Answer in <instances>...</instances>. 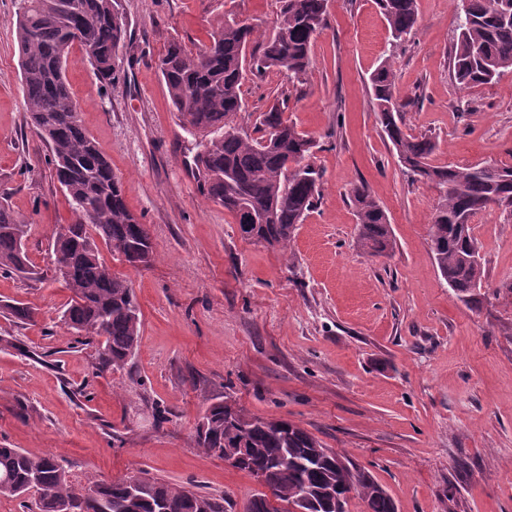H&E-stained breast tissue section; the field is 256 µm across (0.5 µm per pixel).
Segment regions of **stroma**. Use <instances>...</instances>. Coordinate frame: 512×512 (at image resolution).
<instances>
[{
    "label": "stroma",
    "mask_w": 512,
    "mask_h": 512,
    "mask_svg": "<svg viewBox=\"0 0 512 512\" xmlns=\"http://www.w3.org/2000/svg\"><path fill=\"white\" fill-rule=\"evenodd\" d=\"M120 3L118 80L100 82L76 45L66 70L82 126L154 249L139 269L100 250L130 280L142 321L126 368L100 374L96 345L77 344L61 320L68 290L47 272L52 231L70 211L26 123L19 0H0V202L28 222L27 251L42 273H0V301L36 312L27 325L0 317V336L35 352L0 351V446L54 456L83 487L144 473L241 505L255 479L194 439L212 399L226 397L305 428L380 483L397 512H512V335L501 332L512 325V208L472 221L487 295L472 310L437 270L429 240L437 196L403 171L369 82L391 59L403 130L436 141L435 164L512 165V71L494 84H458L453 0H417V29L401 42L376 0H329L303 81L272 69L242 86L245 129L284 94L288 119L318 143L320 199L287 256L244 238L201 195L198 138L158 69L170 41L205 44L225 14L271 29L280 0ZM360 180L388 215L392 256L356 244L346 195Z\"/></svg>",
    "instance_id": "1"
}]
</instances>
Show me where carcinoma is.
<instances>
[{
    "label": "carcinoma",
    "mask_w": 512,
    "mask_h": 512,
    "mask_svg": "<svg viewBox=\"0 0 512 512\" xmlns=\"http://www.w3.org/2000/svg\"><path fill=\"white\" fill-rule=\"evenodd\" d=\"M16 39L25 111L49 149L48 162L68 200V235L52 231V270L70 291L62 320L81 345L98 344L99 371L125 368L141 339L140 310L130 282L101 257L103 243L132 266L142 253L153 254L146 225L125 204L120 179L86 133L79 106L66 81L69 49L77 44L96 75L116 79L114 55L126 33L118 0H20ZM417 0H378L392 37L403 41L418 23ZM457 41L453 69L464 87L488 85L512 69V0H456ZM328 0H281L279 16L265 35L260 53L249 51L256 23L230 18L194 50L169 43L158 67L171 103L184 127L201 136L195 156L200 193L224 206L241 233L256 242L290 249L297 226L316 205L320 174L306 159L316 141L284 117L285 103L260 113L249 133L237 123L245 111L241 87L248 75L286 70L300 79L310 67L315 37L328 23ZM377 117L399 162L438 192L429 227L432 253L442 279L467 305L482 306L478 290L485 272L482 245L472 219L494 207H512V166L436 165V143L408 136L396 102L393 65L383 61L370 78ZM348 198L357 218V245L372 256L389 257L396 241L388 217L368 184L351 185ZM29 228L0 205V271L34 274L26 241ZM15 323L34 322L35 313L18 301L0 304ZM195 429L203 453L224 458L226 448H245L238 469L273 472L276 504L271 512H290L308 502L306 512H347L352 488L367 512H396L390 495L368 474L344 468L338 454L326 455L314 435L285 419L269 420L243 407L210 404ZM32 494L38 512H129L125 480L81 487L56 458L20 448L0 447V497ZM138 512H231L227 496L188 490L157 479L140 492Z\"/></svg>",
    "instance_id": "carcinoma-1"
}]
</instances>
